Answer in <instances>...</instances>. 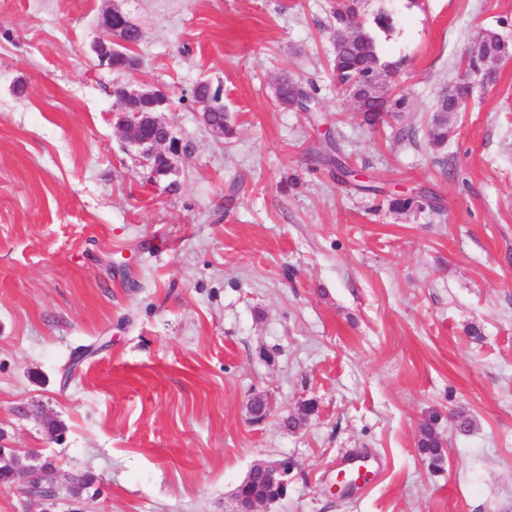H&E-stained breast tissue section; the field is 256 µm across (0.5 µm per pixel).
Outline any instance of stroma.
Returning a JSON list of instances; mask_svg holds the SVG:
<instances>
[{"mask_svg":"<svg viewBox=\"0 0 512 512\" xmlns=\"http://www.w3.org/2000/svg\"><path fill=\"white\" fill-rule=\"evenodd\" d=\"M329 6L0 0V437L102 490L48 507L0 489V512H231L251 466L281 460L268 512H512V57L442 149L427 135L478 34L512 42V0H364L400 64L380 90L407 97L377 130L328 68ZM111 9L142 31L120 76L93 51ZM283 77L315 86L317 114L277 106ZM200 81L232 136L201 126ZM118 83L170 98L174 188L134 162ZM330 137L376 192L312 163ZM413 189L439 210L391 208ZM358 454L375 481L332 494ZM436 438V433L430 425L425 424L420 427L418 448L432 466H436L442 457L441 444Z\"/></svg>","mask_w":512,"mask_h":512,"instance_id":"obj_1","label":"stroma"}]
</instances>
